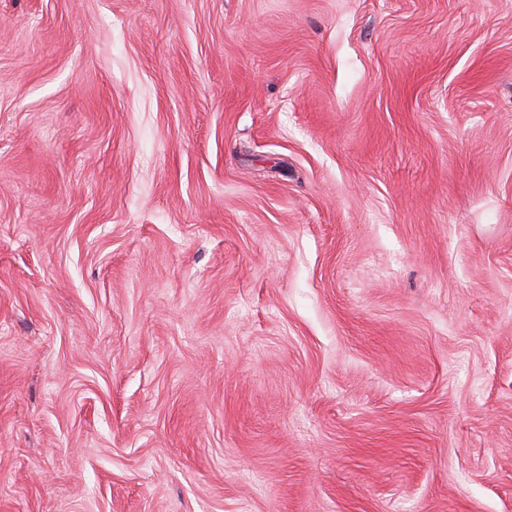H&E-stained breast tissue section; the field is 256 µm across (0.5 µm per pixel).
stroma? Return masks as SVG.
Listing matches in <instances>:
<instances>
[{"instance_id": "35a3bbf8", "label": "stroma", "mask_w": 512, "mask_h": 512, "mask_svg": "<svg viewBox=\"0 0 512 512\" xmlns=\"http://www.w3.org/2000/svg\"><path fill=\"white\" fill-rule=\"evenodd\" d=\"M0 512H512V0H0Z\"/></svg>"}]
</instances>
